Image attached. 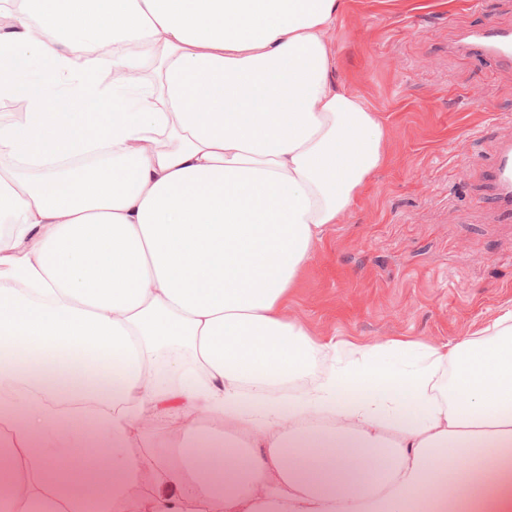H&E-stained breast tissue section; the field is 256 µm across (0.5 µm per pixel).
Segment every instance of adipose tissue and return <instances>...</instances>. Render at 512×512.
Instances as JSON below:
<instances>
[{"instance_id":"1","label":"adipose tissue","mask_w":512,"mask_h":512,"mask_svg":"<svg viewBox=\"0 0 512 512\" xmlns=\"http://www.w3.org/2000/svg\"><path fill=\"white\" fill-rule=\"evenodd\" d=\"M339 5L0 0V512H123L146 469L150 512H512V310L439 345L283 311L387 158ZM147 404L181 437L135 456Z\"/></svg>"}]
</instances>
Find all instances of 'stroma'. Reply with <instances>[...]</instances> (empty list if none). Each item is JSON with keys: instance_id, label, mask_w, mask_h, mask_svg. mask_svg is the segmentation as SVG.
Here are the masks:
<instances>
[{"instance_id": "stroma-1", "label": "stroma", "mask_w": 512, "mask_h": 512, "mask_svg": "<svg viewBox=\"0 0 512 512\" xmlns=\"http://www.w3.org/2000/svg\"><path fill=\"white\" fill-rule=\"evenodd\" d=\"M488 21L512 27V0H342L333 78L386 125L389 159L284 303L316 339L442 344L512 309V219L486 178L512 139V69L449 49Z\"/></svg>"}]
</instances>
